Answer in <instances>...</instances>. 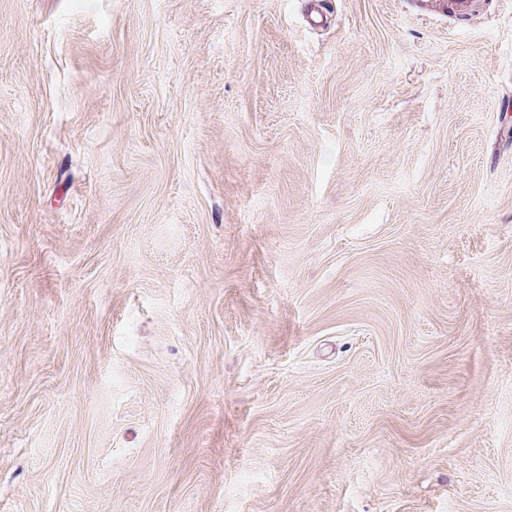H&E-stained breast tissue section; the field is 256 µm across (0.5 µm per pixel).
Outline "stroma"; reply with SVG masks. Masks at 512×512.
Here are the masks:
<instances>
[{
  "mask_svg": "<svg viewBox=\"0 0 512 512\" xmlns=\"http://www.w3.org/2000/svg\"><path fill=\"white\" fill-rule=\"evenodd\" d=\"M512 0H0V512H512Z\"/></svg>",
  "mask_w": 512,
  "mask_h": 512,
  "instance_id": "stroma-1",
  "label": "stroma"
}]
</instances>
